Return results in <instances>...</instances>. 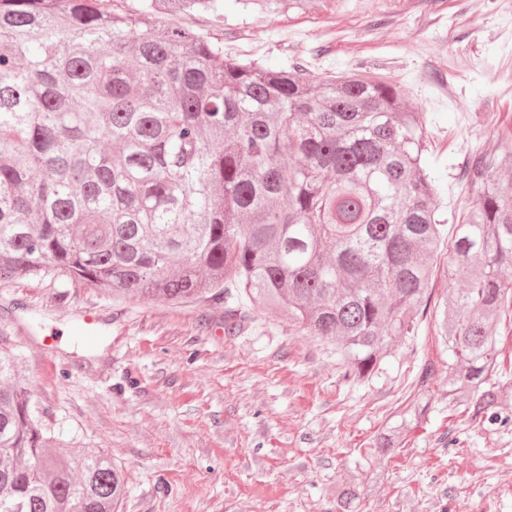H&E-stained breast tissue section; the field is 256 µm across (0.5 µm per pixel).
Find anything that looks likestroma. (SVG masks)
<instances>
[{"label": "stroma", "instance_id": "obj_1", "mask_svg": "<svg viewBox=\"0 0 512 512\" xmlns=\"http://www.w3.org/2000/svg\"><path fill=\"white\" fill-rule=\"evenodd\" d=\"M193 28L225 54L323 77L365 63L426 113L428 162L448 207L471 197L456 163L476 144L512 151L476 113L512 123V96L487 71L512 66V16L495 0H311L260 13L224 0V24ZM94 316L93 340L76 327ZM501 409L512 414V313L497 328ZM0 351L16 356L61 447L100 448L128 478L122 512H512V429L478 430L448 409L447 353L434 327L392 344L379 372L344 376L334 345L250 311L224 331V306L114 300L65 277L0 286ZM431 412L405 447L371 455L424 367Z\"/></svg>", "mask_w": 512, "mask_h": 512}]
</instances>
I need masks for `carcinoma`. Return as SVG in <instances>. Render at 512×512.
<instances>
[{
	"mask_svg": "<svg viewBox=\"0 0 512 512\" xmlns=\"http://www.w3.org/2000/svg\"><path fill=\"white\" fill-rule=\"evenodd\" d=\"M0 0V285L50 273L116 299L224 302L336 344L345 376L375 375L435 310L448 409L512 426L492 382L512 310V152L459 166L472 208L439 206L428 120L400 90L224 54L182 19L224 0ZM170 20L144 23L143 17ZM454 226L445 235L447 224ZM421 386L370 443L402 447L428 420ZM56 443L12 356L0 355V512H119L123 471L99 448Z\"/></svg>",
	"mask_w": 512,
	"mask_h": 512,
	"instance_id": "cac0c4a2",
	"label": "carcinoma"
}]
</instances>
